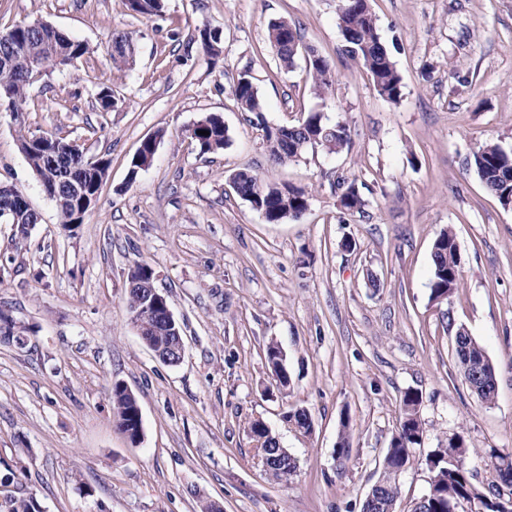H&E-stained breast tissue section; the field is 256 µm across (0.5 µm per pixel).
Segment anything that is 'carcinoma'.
I'll return each mask as SVG.
<instances>
[{"instance_id": "1", "label": "carcinoma", "mask_w": 512, "mask_h": 512, "mask_svg": "<svg viewBox=\"0 0 512 512\" xmlns=\"http://www.w3.org/2000/svg\"><path fill=\"white\" fill-rule=\"evenodd\" d=\"M129 9L142 17H151L162 12L164 0H127ZM343 13L339 16V27L346 44L347 54L361 63L371 75L380 95L396 102L402 95V77L392 58V54L382 41L369 0H341ZM287 22L275 21L268 27L270 47L277 48L276 55L286 67H291L295 59L308 50L293 28H288V40H280L281 29ZM198 38L204 52L217 58L221 54V32L203 29ZM132 37L128 34L112 36V64L122 69L133 64L134 56L128 51ZM90 53L89 45L81 40L52 30L38 31L30 28L27 22L18 23L11 28L0 31V56L11 58L8 64L0 63V89L11 93L13 103H18L26 96L27 89L44 74L42 65L51 69L64 68ZM308 73L312 78L313 89L319 97L332 87L333 75L329 62L316 53L306 58ZM234 96L239 109L257 117L263 116V100L252 80L238 77ZM196 130H204L191 136L201 152H218L228 142V131L224 122L208 116L196 122ZM263 142L270 157L278 164H287L302 157L310 147L321 146L330 152H338L350 144L351 132L345 123H329L319 112H311L305 120L291 126V131L283 132L280 128L263 125ZM48 147L54 150L48 156L40 150L25 151L24 157L39 179L44 184L57 181L63 186L69 179L85 180L91 183L95 174L86 168L89 157L84 149L74 141L58 133H49ZM471 165L486 188L500 201L502 206L512 205V150L508 151L498 143H487L473 155ZM236 192L248 202L261 197L264 215L268 222L279 223L297 220L308 210L309 193L300 187L284 183H268L247 169L233 174ZM22 195H15L11 209L18 215L20 224L38 223V214L26 206H21ZM339 206L345 212H360L365 201L355 185L341 186ZM459 253L456 236L451 228L442 230L436 237L432 248V272L429 282L430 297L434 301L448 299L457 288L460 275ZM145 339L153 345L166 341L163 325L153 313L146 316L143 327ZM456 355L461 375L472 380L473 392L486 403L494 400L496 395V372L484 349L470 336L463 327L455 335ZM112 409L115 422L120 431L133 439L140 428L136 413L137 400L127 392L125 384L116 381L111 391ZM401 416L390 448L383 458V473L377 481L376 497L383 506L396 508L398 488L396 476L410 460L411 450L421 447L424 428L418 416L420 396L410 390L401 399ZM351 424L349 417L341 419L338 433V455L345 456L350 446ZM251 432L261 451L275 449L285 459H291L288 451L279 446L278 440L260 421L251 426ZM477 449L469 446L462 433H454L448 441L432 450L426 458V465L431 473L430 483L435 485V498L421 505L424 512H456L458 505L474 498V490L483 493H512V463L501 467L492 462L485 469L482 484L476 483L477 470L473 466ZM8 512H41L40 503L33 495L9 499Z\"/></svg>"}]
</instances>
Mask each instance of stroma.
I'll use <instances>...</instances> for the list:
<instances>
[{
  "instance_id": "35a3bbf8",
  "label": "stroma",
  "mask_w": 512,
  "mask_h": 512,
  "mask_svg": "<svg viewBox=\"0 0 512 512\" xmlns=\"http://www.w3.org/2000/svg\"><path fill=\"white\" fill-rule=\"evenodd\" d=\"M402 77L399 102L380 96L343 52L339 0H165L163 15L127 0H0V31L43 21L90 52L30 87L24 127L0 110V183L40 215L23 243L0 223V309L27 329L0 342V504L35 495L43 512H361L397 429L401 399L418 391L425 428L398 476L397 512L429 489L427 455L464 433L477 468L512 453V208L469 161L487 141L512 149V0H370ZM287 20L335 73L317 97L305 59L285 68L267 41ZM222 33L210 59L193 36ZM116 32L136 45L113 68ZM249 73L266 125L309 112L347 123L340 152L316 147L272 162L263 132L233 86ZM118 105L98 108L102 86ZM222 117L229 143L201 153L186 130ZM58 132L110 159L92 212L64 229L19 150L20 133ZM160 135L136 179L141 141ZM248 169L310 192L299 220L267 222L231 187ZM366 206L341 212L338 182ZM452 227L460 255L453 296L436 302L431 253ZM148 265L180 324L183 360L161 362L137 336L126 281ZM465 328L495 367L485 403L463 382L454 352ZM278 344L290 384L266 349ZM126 384L142 410L133 446L117 429L110 392ZM307 410L311 432L288 415ZM349 417L348 456L336 452ZM266 424L295 458L288 480L264 467L251 433Z\"/></svg>"
}]
</instances>
